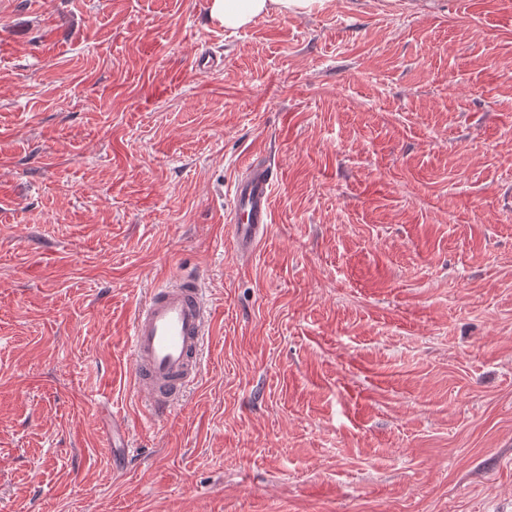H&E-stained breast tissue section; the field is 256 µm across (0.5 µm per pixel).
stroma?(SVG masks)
Masks as SVG:
<instances>
[{"mask_svg":"<svg viewBox=\"0 0 512 512\" xmlns=\"http://www.w3.org/2000/svg\"><path fill=\"white\" fill-rule=\"evenodd\" d=\"M209 2L0 0V512H512V0ZM183 269L154 419L131 322ZM324 0H211L210 17L225 29H239L272 12L304 14L318 10ZM274 178V165L264 158L251 161L234 181L227 223L234 253L240 260L249 259L268 233ZM198 273L178 272L151 289L132 319L133 376L148 414L163 417L200 376L212 319Z\"/></svg>","mask_w":512,"mask_h":512,"instance_id":"stroma-1","label":"stroma"}]
</instances>
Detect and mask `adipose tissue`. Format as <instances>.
<instances>
[{
	"instance_id": "obj_1",
	"label": "adipose tissue",
	"mask_w": 512,
	"mask_h": 512,
	"mask_svg": "<svg viewBox=\"0 0 512 512\" xmlns=\"http://www.w3.org/2000/svg\"><path fill=\"white\" fill-rule=\"evenodd\" d=\"M324 0H211L210 16L225 28L239 29L273 12L304 14L321 8Z\"/></svg>"
}]
</instances>
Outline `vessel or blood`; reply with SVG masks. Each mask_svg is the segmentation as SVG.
Masks as SVG:
<instances>
[{
  "mask_svg": "<svg viewBox=\"0 0 512 512\" xmlns=\"http://www.w3.org/2000/svg\"><path fill=\"white\" fill-rule=\"evenodd\" d=\"M273 164L251 161L233 184L227 216L234 253L249 259L272 222ZM212 319L199 274L180 272L151 289L132 319L129 348L133 375L149 415L165 416L196 381Z\"/></svg>",
  "mask_w": 512,
  "mask_h": 512,
  "instance_id": "vessel-or-blood-1",
  "label": "vessel or blood"
}]
</instances>
